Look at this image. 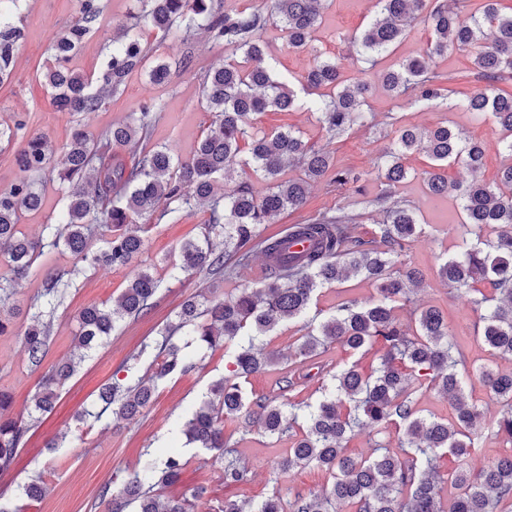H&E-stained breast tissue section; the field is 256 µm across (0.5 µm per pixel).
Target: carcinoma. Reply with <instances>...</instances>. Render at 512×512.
Here are the masks:
<instances>
[{
	"mask_svg": "<svg viewBox=\"0 0 512 512\" xmlns=\"http://www.w3.org/2000/svg\"><path fill=\"white\" fill-rule=\"evenodd\" d=\"M141 10L131 16L121 35L113 40L112 54L98 76L69 67L95 32L101 14L100 0H81L80 17L55 32L50 40L51 63L43 73L45 85L53 92L61 112H95L117 94L126 78L142 67L148 51L142 46L139 30L148 26L166 34L174 28L189 32L198 19L206 22L211 39L232 57L213 64L203 80L206 111L212 116L206 133L191 157L173 162L167 152L149 145L150 127L156 104L145 102L132 121L112 127L94 138L76 128L62 156L58 176L65 185L67 205L55 228L53 239L45 243L17 236V220L24 210L40 205V196L31 175L45 172L54 152L43 136L27 139L14 161L23 173L17 183L0 191V251L17 277L29 275L36 257L47 247L64 244L77 261L87 267L121 268L142 253L144 238L138 218L168 219L175 223L181 213L197 204L207 206L209 217L201 226V237L186 241L180 261L173 265L174 276H190L199 271L211 275L239 276L250 265L254 246H261L267 259V274L252 288L236 295H211L199 302L189 299L178 312V322L155 341L156 363L149 379L133 385L115 380L100 394L104 407L117 418L133 422L152 402L157 381L174 374H186L197 362L171 343L179 333L206 354L224 348L227 374L213 383L185 425L186 443L213 453L222 465L224 484L247 481L248 467L240 451L224 436V419L240 421L270 437H294L285 455L272 465L273 480L296 468L317 467L329 474L319 493H297L288 501L275 492L261 501L240 503L226 499L215 512H335L345 504L355 512H500L502 502L512 500V372H500L488 365L474 369L500 406L499 415L489 419L466 390L467 362L461 346L448 330V321L436 307L416 305L415 290L421 273L398 267L411 244L424 234L407 205L392 198L391 189L403 181L409 170L406 156L424 152L431 160L427 186L434 196L454 193L461 201L464 227L470 239L452 256L442 259L437 273L448 286L470 295L471 304L485 310L482 340L493 355L512 358V164L504 166L492 185L480 179L485 146L465 140L447 126L427 132L400 126L395 147L378 169L385 192L366 201L384 218L369 239L356 235V215L322 214L308 224H294L283 233L263 235L264 226L279 215L300 209L311 184L322 180L332 168L330 152L308 144L291 128L266 132L252 124V116L265 111H290L300 104L292 88L275 79L265 62L262 32L270 21L280 22L288 46L304 50L310 46L319 23L322 0H269L266 11L229 14L217 0H139ZM429 0H376L374 18L350 42L357 55L369 60L388 52L400 40L405 26L425 15L432 30L427 56H442L450 50L464 51L484 85L467 98L473 112L486 113L501 127L512 131V93L496 88L504 74L512 71V12L503 13L497 0H487L479 18H463L448 5ZM21 29L10 21L0 24V83L8 79L14 66L15 44ZM344 67L316 54L304 76L311 90L331 89L312 105L320 125L331 135L341 136L354 126H363L368 115L363 110L364 88L357 82L347 85ZM386 89L406 96L410 103L443 105L450 98L442 77L429 71L425 60L412 57L383 73ZM248 147L249 158L239 156ZM130 149L131 163L116 157V149ZM291 165L301 177L285 179ZM458 165L470 181L449 184L441 170ZM247 167L267 182V191L255 195L249 178H235L237 168ZM218 176L233 186L215 191ZM105 225L110 235L103 248L88 249L92 226ZM496 228L493 240L483 239V229ZM224 237V250H216L211 234ZM306 240L309 247L288 255V241ZM360 276L376 285L377 296L361 301L345 300L331 314L308 317L318 291L326 285ZM492 286L487 295L477 288ZM70 281L59 274L45 275L37 297V312L21 333V341L34 367L43 363L50 345L51 325L42 320L46 313L63 304ZM157 282L142 269L129 280L112 305L94 304L79 311L76 359L60 363L45 375L35 395V408L46 412L56 402L60 387L76 371L77 361L104 340L125 319L144 315L153 304ZM8 295H0V335L13 332ZM411 310L414 328L404 323L398 311ZM306 320L308 332L298 339L288 361L301 367L317 365L326 350L335 344L355 354L376 343L384 354L379 366L364 373L357 362L330 375L331 384L321 389L323 398L315 404L284 402L280 397L294 390L301 377L287 371L279 381V394L249 398L245 380L281 363V357L263 348L264 336L282 322ZM433 391L452 401L453 419L420 413L415 395ZM12 395L0 390V471L15 462L31 423L7 415ZM388 424L398 426L400 453L392 454L375 442L379 454L354 456L344 443L354 429L380 435ZM488 428L511 445L492 464L478 470L457 467L451 475L456 489L451 506L443 508L441 461L451 457L462 461L475 448L482 430ZM187 464L182 453L167 449L149 456L128 471L119 486L103 483L97 492L107 512H189L185 497H167L161 488L178 483ZM27 503L14 512H30L32 503L44 495L43 480L25 487Z\"/></svg>",
	"mask_w": 512,
	"mask_h": 512,
	"instance_id": "carcinoma-1",
	"label": "carcinoma"
}]
</instances>
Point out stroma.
I'll return each mask as SVG.
<instances>
[{
    "label": "stroma",
    "mask_w": 512,
    "mask_h": 512,
    "mask_svg": "<svg viewBox=\"0 0 512 512\" xmlns=\"http://www.w3.org/2000/svg\"><path fill=\"white\" fill-rule=\"evenodd\" d=\"M103 13L96 33L71 61L72 69L98 74L112 49V39L135 12L136 0H101ZM80 0H19L15 15L23 32L15 51V66L8 83L0 86V125L20 119L25 127L12 140H0V190L9 189L20 178L14 163L15 153L26 138L45 136L55 149H62L74 127L98 137L112 125L129 121L146 101L159 108L152 141L163 147L174 159L192 155L211 116L202 104L205 70L223 59L221 46L215 44L205 29H196L190 44H183L181 30L161 34L143 28L142 38L153 60L170 66L168 80L162 84L150 81L147 71L130 74L121 92L95 112H60L45 87L43 72L51 57L50 38L54 32L79 17ZM374 14V0H325L321 23L313 34V50L289 48L285 31L271 23L262 34L266 63L278 80L297 82L313 63L314 53L339 59L348 53V35L363 29ZM432 39L431 29L424 21H414L404 32L393 52L347 68V82H358L366 89L368 109L373 117L366 125L354 127L341 138L330 137L311 112L267 111L254 117L255 126L267 131L293 128L301 131L305 140L326 148L333 156L335 169L363 172L359 188H339L329 180L313 185L305 205L285 213L277 223L269 225V233H278L292 224H304L319 214L341 211L361 214L359 232L370 236L381 216L374 211L361 212L360 196L373 197L382 184L377 177L376 162L390 146L396 125H413L432 129L441 123L459 130L463 136L486 146L482 178L487 183L498 179L504 163L503 142L512 140V133L497 125L490 116H478L467 111L463 102L478 87L467 54L449 52L430 60L429 65L448 79L452 94L447 105H413L393 96L382 85L384 71L399 62L424 55ZM192 53L194 64H180L184 53ZM410 169L407 179L397 185L395 199L415 208L424 236L418 238L407 253L408 266L419 269L424 279L416 295L421 306L438 307L448 320L455 340L465 349L471 365H489L503 372H512V360L495 355L482 343L480 314L468 304L464 295L442 281L437 268L441 258L456 253L464 239L462 211L455 196H431L426 174L431 169L425 153H415L406 161ZM42 205L19 215L17 229L21 236L36 238L45 225L56 223L65 210L67 200L57 173L49 172L37 179ZM206 208L197 207L174 224L151 225L145 248L133 265L115 269L78 268L70 251L65 248L46 249L38 257L31 274L16 279L9 264L0 260V284L11 286L10 305L14 312L16 335L0 336V389L13 397V412L29 416L34 409V395L41 378L53 365L68 359L74 351L77 316L88 305L112 302L125 288L137 270L150 268L159 289L155 306L144 316L127 320L92 355L81 362L74 375L60 390L52 412L40 415L26 436V442L10 470L0 473V504L16 508L26 502L25 486L43 477L46 493L36 503L37 512H104L96 498L103 483L122 477L140 460L145 450L157 451L167 443L181 446L188 461L181 483L173 487L176 495L190 494L196 487H205V494L193 501L192 512H212L216 499L259 500L272 494H304L322 489L328 482L324 471L300 468L272 481L270 465L286 448L289 439L273 440L260 432H243L238 421L224 422L225 434L237 441L243 460L248 465L249 480L242 485L225 486L219 465L209 452L185 445L181 427L189 412L198 406L210 385L223 377L226 358L223 350L208 354L201 366L184 374L159 381L155 400L138 422L129 424L116 420L112 414L101 413L98 392L113 379H136L146 374L153 354L145 350L166 325L174 322L180 303L189 296L216 291L220 295L236 293L247 287L246 279H216L201 272L175 279L170 264L178 255L180 245L198 238L200 226L206 222ZM70 274L73 286L64 304L51 318V343L48 355L40 367H32L18 336L30 322V306L36 298L46 272ZM101 413L100 421L81 423V412Z\"/></svg>",
    "instance_id": "1"
}]
</instances>
